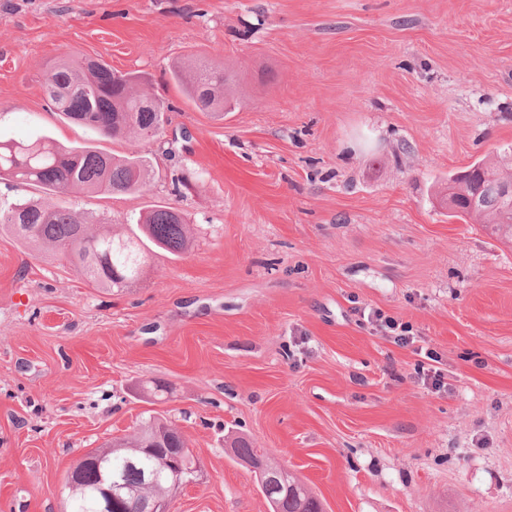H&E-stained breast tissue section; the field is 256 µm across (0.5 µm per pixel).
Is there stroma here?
<instances>
[{"instance_id":"obj_1","label":"stroma","mask_w":512,"mask_h":512,"mask_svg":"<svg viewBox=\"0 0 512 512\" xmlns=\"http://www.w3.org/2000/svg\"><path fill=\"white\" fill-rule=\"evenodd\" d=\"M82 56L142 75L161 132L61 120L41 79ZM199 58L234 111L175 87ZM44 136L149 165L59 205L121 232L167 204L193 244L111 293L0 232V512H68L66 472L151 414L201 462L173 512H270L237 436L326 512H512V240L438 192L512 144V0H0V141Z\"/></svg>"}]
</instances>
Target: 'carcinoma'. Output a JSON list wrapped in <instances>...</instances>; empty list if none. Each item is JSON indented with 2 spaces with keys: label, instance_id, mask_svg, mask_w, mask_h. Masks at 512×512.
Returning <instances> with one entry per match:
<instances>
[{
  "label": "carcinoma",
  "instance_id": "carcinoma-1",
  "mask_svg": "<svg viewBox=\"0 0 512 512\" xmlns=\"http://www.w3.org/2000/svg\"><path fill=\"white\" fill-rule=\"evenodd\" d=\"M172 80L196 108L224 114L238 105L224 68L200 59L190 69L175 68ZM140 77L120 74L103 60L80 57L64 60L44 75L42 89L54 111L64 119L89 127L108 138L153 136L165 123L169 106L137 89ZM148 165L135 154L114 155L91 146L65 148L44 137L29 142L0 143V180L35 186L41 196L21 199L0 210V228L34 250L60 254L83 279L95 288L122 292L137 284L149 254L179 257L192 244V232L176 208L153 206L135 228L114 233L102 224H89L54 198L71 189L90 193L133 194L147 187ZM512 181V145L494 162L476 161L464 170L448 173L445 188L453 190L448 214L474 218L512 237V200L504 201L489 188ZM172 425L159 416L142 420L130 436L119 437L99 448L112 464L126 490L120 512H141L143 501L154 496L177 495L165 481L151 485L147 477L156 459L140 455L136 445L163 436L164 445L177 454L188 441L171 433ZM234 456L245 462L264 456L263 449L239 437L233 441ZM134 464H126L127 459ZM296 491L265 494L270 512H324L321 500L297 477L287 474Z\"/></svg>",
  "mask_w": 512,
  "mask_h": 512
}]
</instances>
